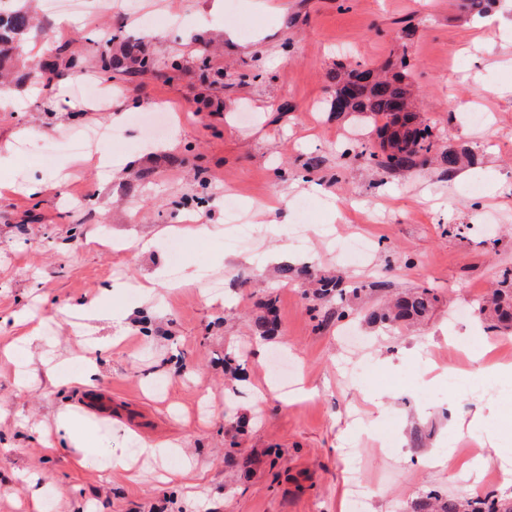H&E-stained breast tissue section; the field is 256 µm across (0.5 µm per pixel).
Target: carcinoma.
I'll use <instances>...</instances> for the list:
<instances>
[{
    "label": "carcinoma",
    "mask_w": 512,
    "mask_h": 512,
    "mask_svg": "<svg viewBox=\"0 0 512 512\" xmlns=\"http://www.w3.org/2000/svg\"><path fill=\"white\" fill-rule=\"evenodd\" d=\"M5 29L11 38L10 50H0V65L12 58L30 33L43 28V23L24 9L3 19L0 29ZM125 55L145 71L154 66L143 44L129 41ZM395 72L390 75L371 70L356 71L338 69L329 75L335 86L334 112L366 114L382 121L377 130V141L360 142L357 154L367 156L376 166L389 171H410L430 152L432 127L415 112L416 97L407 74V56L401 55L390 63ZM470 157L466 149L448 146L442 152V162L448 170L457 169L463 160ZM311 288L306 290L313 305L328 301L341 303L346 292L340 288L337 278L312 277L303 270ZM436 297L429 289L409 290L391 299L382 308L371 310L366 318L372 324L394 326L414 324L426 318L434 306ZM475 312L487 324V330L495 332L512 328V270L504 269L494 288L477 303ZM273 304L267 305V315L255 323V331L261 338L268 337L276 328L272 318ZM411 512H512V497H499L492 492L455 497L429 487L411 503Z\"/></svg>",
    "instance_id": "1"
}]
</instances>
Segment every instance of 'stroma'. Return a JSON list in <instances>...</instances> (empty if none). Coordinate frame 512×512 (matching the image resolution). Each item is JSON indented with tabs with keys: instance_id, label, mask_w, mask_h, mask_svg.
Masks as SVG:
<instances>
[{
	"instance_id": "stroma-1",
	"label": "stroma",
	"mask_w": 512,
	"mask_h": 512,
	"mask_svg": "<svg viewBox=\"0 0 512 512\" xmlns=\"http://www.w3.org/2000/svg\"><path fill=\"white\" fill-rule=\"evenodd\" d=\"M459 3L238 0L231 13L215 0H135L109 17L51 16L48 34L28 37V53L57 63L81 56L94 80L93 42L110 37L114 67L103 110L80 79L47 81L22 63L12 94L0 96V512H28L31 474L46 512H351L350 443L362 453L373 512H408L425 486L462 491L447 467L425 472L417 457L452 438L470 454L475 435L512 450L506 424L472 427L489 380L448 343L499 338L471 312L512 269V7L494 0L480 15ZM160 11L180 25L154 32L145 21ZM228 28L237 40L225 38ZM134 38L153 70L134 72L122 49ZM402 53L439 141L426 166L391 172L350 152L370 128L331 111L327 75ZM172 60L179 70L165 69ZM461 102L482 107L486 125L464 122ZM156 105L172 116L157 141L130 121ZM96 128L122 132L111 167L91 152L43 165L58 138ZM23 142L34 146L25 156ZM449 146L471 150V165L449 171L440 160ZM476 174L479 199L462 191ZM228 191L242 222L252 206L269 205L254 240L231 234ZM305 198L315 209L300 247L286 230ZM177 236L186 248L175 259L167 243ZM354 236L372 241L361 265L336 253ZM306 266L341 275L346 305H311ZM105 287L113 310L132 311L123 340L101 353L94 385H55L51 366L79 362L88 338L111 335L107 322L76 312ZM417 288L438 297L422 323L366 322L383 299ZM270 299L279 326L263 340L255 322ZM25 315L40 321L43 339L16 362L8 320ZM350 337L370 364L356 386L342 378ZM229 346L242 353L244 380L233 391L224 385ZM282 358L313 397L286 402L271 377ZM451 367L477 383L449 388ZM90 395L112 403L110 417L94 419L104 455L117 462L110 469L79 465L55 435L57 407L88 416L81 401ZM140 439L176 449L135 471L119 467ZM232 445L256 457L252 472L226 467Z\"/></svg>"
}]
</instances>
